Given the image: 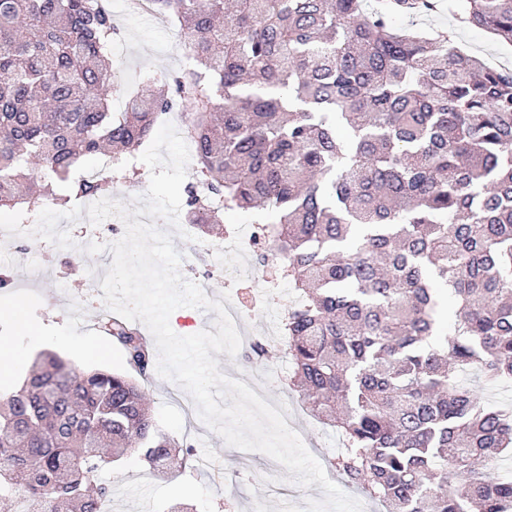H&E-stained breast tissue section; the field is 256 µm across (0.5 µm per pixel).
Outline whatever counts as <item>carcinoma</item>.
I'll return each mask as SVG.
<instances>
[{"label": "carcinoma", "instance_id": "1", "mask_svg": "<svg viewBox=\"0 0 512 512\" xmlns=\"http://www.w3.org/2000/svg\"><path fill=\"white\" fill-rule=\"evenodd\" d=\"M189 69L144 73L112 111V14L91 0H0V209L61 210L109 191L173 102L196 139L190 219L274 216L270 255L298 298L282 323L291 385L336 430L331 467L383 512H512V407L459 375L512 379V72L389 14L438 0H151ZM458 23L512 43V0H459ZM108 173L73 181L85 157ZM202 183L212 209L195 194ZM457 306L442 336L444 295ZM131 371L46 352L0 395V499L95 512L103 471L138 455L173 475L139 381L155 359L101 324Z\"/></svg>", "mask_w": 512, "mask_h": 512}]
</instances>
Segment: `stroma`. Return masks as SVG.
Wrapping results in <instances>:
<instances>
[{
  "label": "stroma",
  "instance_id": "35a3bbf8",
  "mask_svg": "<svg viewBox=\"0 0 512 512\" xmlns=\"http://www.w3.org/2000/svg\"><path fill=\"white\" fill-rule=\"evenodd\" d=\"M416 27L435 34H451L465 52L491 61L512 62V46L498 42L490 33L458 24L448 8L415 17ZM121 38L112 49L114 69L123 73L124 84L145 71L173 75L181 70V53L175 52L169 31L151 17H132L119 24ZM31 265L15 268L10 288H0V339H8L27 349L30 355L53 352L87 369L125 370L122 350L109 343L98 326V307L83 312L68 310L65 296L82 295L85 288L74 252L45 249L40 240L27 241ZM213 298H234L247 305L246 327L254 332L274 330L295 300L288 284H281L258 308H251L254 291L219 276L210 279ZM24 306L28 322L41 329L33 337L9 317V310ZM80 340L88 344L105 343L107 358L74 356L69 344ZM220 367H234L248 386L265 384L266 399L279 409L297 432L309 452L321 464H329L339 448L335 432L325 428L305 409L300 393L289 390L287 356L272 349L263 358L246 362L243 357L218 354ZM143 388L151 400L155 419L164 432L193 442L199 456L177 477L161 479L137 458L130 457L104 474L112 484V512H164L172 498L189 497L197 512H273L282 503L304 506L306 500L323 496L320 485L304 488L289 481L288 470L268 456L245 452L227 445L200 418L189 394L177 384L152 375Z\"/></svg>",
  "mask_w": 512,
  "mask_h": 512
}]
</instances>
